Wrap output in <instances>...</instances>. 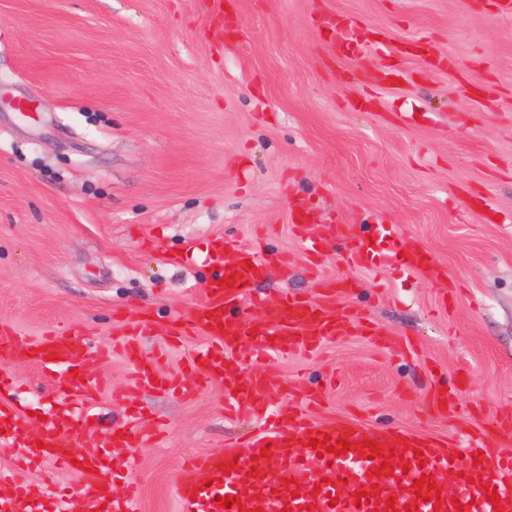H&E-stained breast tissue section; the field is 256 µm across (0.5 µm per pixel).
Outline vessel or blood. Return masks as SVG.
Here are the masks:
<instances>
[{
    "label": "vessel or blood",
    "mask_w": 512,
    "mask_h": 512,
    "mask_svg": "<svg viewBox=\"0 0 512 512\" xmlns=\"http://www.w3.org/2000/svg\"><path fill=\"white\" fill-rule=\"evenodd\" d=\"M226 240H213L206 261L215 271L208 283L205 301L185 319L193 332L209 342L188 361L185 374L165 372L162 351L145 354L144 341L152 336V325L132 320L114 343L129 365L137 387H154L184 398L193 397L212 380L224 382V405L228 412L257 416L261 432L238 452L230 450L195 459L182 469L176 484L179 512H384L387 499H394L396 512H495L503 507L512 512V417L502 422L500 431L489 438L476 435L461 459H449L447 452L434 450L424 439L405 431L371 434L362 426L324 425L309 420L298 405L274 406L264 397L277 385L268 371L246 382L236 381L239 362L270 356H285L296 349L312 351L329 338L345 336L352 327L345 310L333 304L334 283H324V299L307 301L288 298L267 315L253 293L255 283L267 271L268 262L243 249L235 262L224 260ZM401 266L423 272L427 278H441L437 259L417 245L401 248ZM22 329L0 323V359L30 360L48 370H61L59 390L63 399L87 398L100 391L103 381L83 368L86 358L80 339L69 329H55L36 340L22 338ZM81 424L76 412L45 419L22 417L0 399V445L21 447L28 467L56 468L80 473L93 469L94 493L84 512H138V484L134 476L138 463L126 457L114 460L112 451L140 441L132 424L122 427L121 436L110 439V451L88 448L72 450L74 434ZM348 441L347 454L332 453L338 440ZM372 440L380 449L378 457H368L363 447ZM395 456L392 469H382L381 457ZM318 477H311V470ZM433 476L440 501L418 498L415 481ZM123 479L126 489L111 491L115 479ZM498 495L499 503L488 501ZM236 496L237 504L222 507L216 500ZM72 490L56 497L45 496L17 479L0 472V512H67Z\"/></svg>",
    "instance_id": "b4317fda"
}]
</instances>
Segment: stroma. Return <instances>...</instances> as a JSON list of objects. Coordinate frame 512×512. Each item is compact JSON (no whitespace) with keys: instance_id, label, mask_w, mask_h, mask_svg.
Here are the masks:
<instances>
[{"instance_id":"stroma-1","label":"stroma","mask_w":512,"mask_h":512,"mask_svg":"<svg viewBox=\"0 0 512 512\" xmlns=\"http://www.w3.org/2000/svg\"><path fill=\"white\" fill-rule=\"evenodd\" d=\"M351 21L358 54L334 42ZM388 63L405 78L380 80ZM28 105L23 117L19 104ZM326 253L312 262L292 228ZM512 17L496 0H0V323L29 338L71 327L86 368L109 389L76 401L75 450L105 447L127 418L125 322L158 327L206 296L218 237L269 259L256 292L335 302L407 345L395 355L351 333L317 351L272 358L276 403L315 395L312 419H354L461 450L467 431L512 416ZM391 225L377 250L347 263L337 226ZM414 242L440 262L430 282L398 270ZM21 413L53 411L58 378L12 368ZM453 391L443 414L432 394ZM139 423L167 426L136 445L139 512H177L191 459L245 442L260 424L224 415V386L191 398L133 389ZM0 470L52 493L89 489L67 471L45 481L0 446Z\"/></svg>"}]
</instances>
